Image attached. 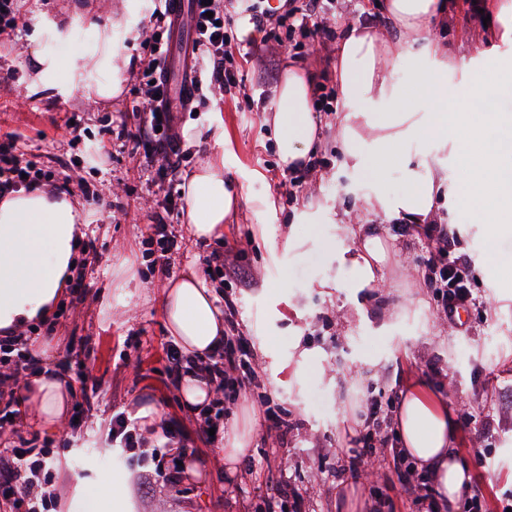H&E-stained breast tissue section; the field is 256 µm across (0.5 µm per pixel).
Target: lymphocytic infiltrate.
<instances>
[{
    "mask_svg": "<svg viewBox=\"0 0 512 512\" xmlns=\"http://www.w3.org/2000/svg\"><path fill=\"white\" fill-rule=\"evenodd\" d=\"M194 50L210 65L211 89L231 92L242 87L243 75L236 60L241 44L232 32L236 15L248 14L265 42L274 48L292 43L295 37L320 38L327 42L334 38L338 23L326 0H287L284 14L273 15L263 6V0H196ZM168 20L167 4H160L142 24V45L149 54L135 73L137 94L148 103L141 123L129 129L119 122L111 134L121 150L142 156L146 164L162 161L166 171L178 172L182 162L181 139L174 126V115L163 105L166 92L160 74L167 58V50L159 39L161 29ZM53 182L59 192L80 190L92 205H99L98 194L86 183H74L67 160L42 169L28 160L24 146L17 137L0 140V198L16 192L28 180ZM184 204L179 194L168 193L153 222L147 225L143 242L153 247L161 275H169L171 257L178 253L179 242L166 228L179 214ZM397 234L414 250L415 264L424 288L431 294L439 318L452 329H459V310L478 312L481 303L473 293L469 275V261L459 252L456 240L441 222L428 224H400ZM205 268L223 275L226 282L237 288L252 284L249 268L242 261L241 251L231 248L215 249L203 258ZM237 303L232 295L224 297V344L213 353L185 360L176 349H168L166 373L178 378L181 372L193 370L209 381L217 383L224 392V415L232 417L238 400L251 391L256 379L255 361L247 350L238 331L235 315ZM42 357L29 352L19 354L12 372L0 373V512H39L46 503V494L40 489L41 460L27 457L17 451L13 433L7 425L22 418L20 403L6 391L17 382L19 373L41 369ZM399 400L396 391L379 390L366 401V421L371 425L368 433L357 438L349 449L344 468L351 476H366L376 449L387 447L391 437V413ZM112 438L124 448L140 449L139 480L142 490L157 492L160 487L177 488L180 479L176 472H164L162 459L152 449L150 438L139 432L125 416L112 419Z\"/></svg>",
    "mask_w": 512,
    "mask_h": 512,
    "instance_id": "obj_1",
    "label": "lymphocytic infiltrate"
}]
</instances>
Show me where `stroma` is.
<instances>
[{"instance_id":"1","label":"stroma","mask_w":512,"mask_h":512,"mask_svg":"<svg viewBox=\"0 0 512 512\" xmlns=\"http://www.w3.org/2000/svg\"><path fill=\"white\" fill-rule=\"evenodd\" d=\"M153 7L152 0H26L17 30L0 38V136L14 134L41 153L64 156L74 175L104 202L87 211L85 235L95 239L96 249L84 256L83 279L65 284L54 310V335L38 336L31 345L48 370L65 379L79 370L98 395L89 413L79 419L66 414L57 430L42 428L29 414L17 424L18 434L45 453L52 474L48 490L63 505L78 489L104 499L116 490L124 512H261L269 484L286 481L298 488L306 512H370L373 487L344 473L342 456H322L316 444L348 446L363 428L367 397L382 385L400 391L419 379L447 396L448 386L427 371L432 358L475 411L505 410L487 429L484 447H472L462 427L454 442L470 465L472 493L482 496L491 512H500L503 500H512V236L490 240L485 218L492 206L472 199L454 146L412 140L404 152L434 159L456 192L454 199H440L435 215L455 231L471 262L474 293L487 303L483 319H471L464 334L451 332L437 318L405 244H397L384 270L386 285L376 289L373 301L336 285L337 223L379 224L392 231L368 202L408 189L401 166L379 177L342 166L336 115L321 112L317 151L327 166L297 202H289L288 189L280 184L284 169L266 121L274 90L294 65L315 71L322 92L337 94L333 66L345 27H337L335 40L315 51L283 49L272 58L255 42L242 71L244 91L257 108L212 94L196 112L177 113L178 131L193 129L201 138L183 145V163L173 177L140 170L138 160L107 150L113 120L125 118L131 127L138 122L133 76H126L122 95L109 104L69 90L63 80L54 87L34 85L33 48L65 66L75 53L108 37L119 52L118 64L128 67L140 51V22ZM467 7V0H457L430 30L456 62L448 70L456 106L479 116L512 112V41L490 42L482 18L464 20ZM82 28L91 31V40L76 39ZM490 65L505 68L496 92L475 94ZM69 117L76 131L66 128ZM219 155L225 177L242 188L238 209L206 243L193 240L183 219H175L168 230L182 248L172 257L173 274L154 273L141 246L147 224L168 190H181L202 162ZM226 244L242 247L255 284L233 290L218 274L209 283L217 295L230 291L237 297L239 329L261 364L251 395L240 399L224 430L228 437L244 426L250 430L246 460L232 473L224 470L218 443L198 438L196 415L183 407L167 377L171 340L162 304L171 277L202 271L200 255ZM125 261L132 279L126 287L109 289ZM146 405L155 407L160 421L143 427V434L162 440L175 420L188 447L178 490L150 499L136 484V457L113 446L109 436L113 415L132 418ZM269 407L293 423L287 443L269 431Z\"/></svg>"}]
</instances>
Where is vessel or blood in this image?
Here are the masks:
<instances>
[{"label":"vessel or blood","instance_id":"obj_1","mask_svg":"<svg viewBox=\"0 0 512 512\" xmlns=\"http://www.w3.org/2000/svg\"><path fill=\"white\" fill-rule=\"evenodd\" d=\"M194 8V0H171L169 5L173 43L163 78L169 93L170 108L175 112L195 92L193 36L188 29Z\"/></svg>","mask_w":512,"mask_h":512}]
</instances>
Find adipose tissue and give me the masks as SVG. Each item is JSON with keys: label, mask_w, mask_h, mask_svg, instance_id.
<instances>
[{"label": "adipose tissue", "mask_w": 512, "mask_h": 512, "mask_svg": "<svg viewBox=\"0 0 512 512\" xmlns=\"http://www.w3.org/2000/svg\"><path fill=\"white\" fill-rule=\"evenodd\" d=\"M381 8L398 28L399 40L388 42L370 29L351 27L336 58V82L347 106L356 101L396 102L400 109L390 118L349 108L341 112L337 141L345 162L375 176L394 163H404L411 188L378 199L377 207L386 219L421 224L432 216L448 180L428 160L402 158L400 146L411 138L452 137L466 159L464 181L475 194L494 203L489 234L512 230V153L485 143L487 125L502 122V115L477 117L449 111L454 90L441 73L429 82L431 111H417L409 95L386 76L416 47L426 59L443 60L446 48L425 32L433 19L449 10L448 0H383ZM71 71L73 84L81 86L86 97L103 102L122 92L123 76L112 64L111 40H104L99 52L76 55ZM272 124L282 166L307 162L317 140V124L312 84L305 74L292 69L285 74L275 91ZM184 190L185 219L197 239L220 233L241 199L240 190L224 178L220 156L203 162ZM85 222L76 200L37 186L19 188L0 199V329L17 331L50 313L72 275ZM354 235V246L337 249L336 263L355 291L379 287L393 247L373 224L358 225ZM164 314L170 338L187 356L209 354L222 346L224 315L211 287L195 271L167 286ZM20 397L52 429L66 414L70 391L59 376L43 371L25 381ZM398 424L404 453L434 472L444 503L459 502L470 474L468 463L452 447L456 432L452 411L424 382L414 381L403 395Z\"/></svg>", "instance_id": "ef3b65f1"}]
</instances>
